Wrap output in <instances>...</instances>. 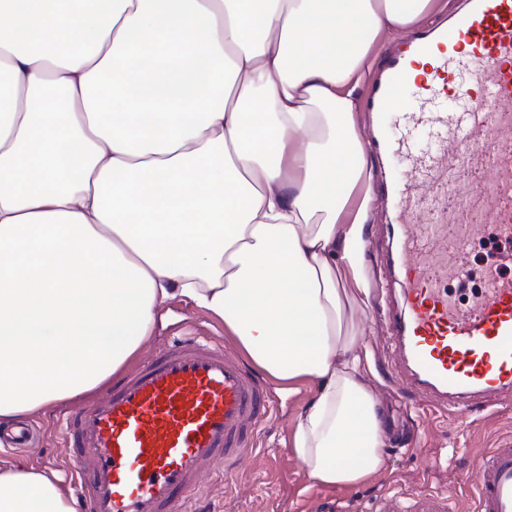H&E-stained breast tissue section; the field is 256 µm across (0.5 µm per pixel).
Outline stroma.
<instances>
[{
    "label": "stroma",
    "instance_id": "obj_1",
    "mask_svg": "<svg viewBox=\"0 0 512 512\" xmlns=\"http://www.w3.org/2000/svg\"><path fill=\"white\" fill-rule=\"evenodd\" d=\"M501 252V246L492 239L475 241L468 255V277L449 283L454 294L464 300L481 288L485 267ZM359 266L366 286L356 312L366 326L359 345L365 362L364 379L383 408L389 432L383 470L351 487L313 485L291 450L296 417L311 392L303 387L287 395L271 380L267 391L273 414L255 436L253 457L229 477L223 476L221 465L212 466L202 483L200 505L211 506L216 512H336L344 506L374 512L385 495L405 500L422 491L447 490L451 493L448 512H475L474 489L466 477L481 449L512 443V402L461 419L424 411L414 399L399 394L388 371L385 324L375 303V290L381 282L374 257L361 254ZM185 335L231 349L236 346L225 333L223 322L178 297L159 310L152 335L127 363V370H135L157 348ZM78 406L75 400L62 402L47 414L30 417L28 423L34 433L31 445L14 448L2 444L0 457L55 471L66 487H73L75 451L64 438L63 414Z\"/></svg>",
    "mask_w": 512,
    "mask_h": 512
}]
</instances>
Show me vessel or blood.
<instances>
[{
  "label": "vessel or blood",
  "instance_id": "1",
  "mask_svg": "<svg viewBox=\"0 0 512 512\" xmlns=\"http://www.w3.org/2000/svg\"><path fill=\"white\" fill-rule=\"evenodd\" d=\"M391 53L365 98L376 120L371 151L401 157V182L371 180L389 197L397 231L377 254L397 287L379 289L391 369L401 392L463 417L512 398V274L488 268L468 304L448 289L471 244L491 236L512 263V0H462L444 25ZM470 84L453 88L457 67ZM405 131L393 112L404 95ZM475 174L459 190L461 171ZM454 209L448 224L440 215ZM438 213L430 224L416 210ZM271 412L265 388L233 352L177 340L102 398L65 418L76 449L80 512H185L216 458L225 474L249 456ZM475 512H512V446L489 449L469 476ZM378 512H448L447 493L382 498Z\"/></svg>",
  "mask_w": 512,
  "mask_h": 512
}]
</instances>
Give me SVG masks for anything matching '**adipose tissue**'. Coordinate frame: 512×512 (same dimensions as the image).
<instances>
[{"mask_svg": "<svg viewBox=\"0 0 512 512\" xmlns=\"http://www.w3.org/2000/svg\"><path fill=\"white\" fill-rule=\"evenodd\" d=\"M437 0H0V426L100 388L181 297L283 391L312 483L379 471L357 91ZM0 512H74L0 461ZM410 29H411V27L409 29H407L405 32H403L401 35H399V36H397L395 38H392L390 40H387L384 43H380V45L378 46V48L375 50V53H374V64H373L372 71L370 72V74H369V76H368V78L366 80V83L364 85L367 86L369 84V81H370V78H371L372 74L379 67V65L381 64L384 56L387 53H389L393 49H399V48L403 47L402 44L406 41L407 35H409L410 32L412 31V30L410 31ZM363 86L359 90L360 103L362 102L361 90H362ZM360 103H359L358 111L355 112V121H356L358 130H359V133H360V137H361V140H362V143H363L367 139L368 130H367V125H366V120H365L364 112H361Z\"/></svg>", "mask_w": 512, "mask_h": 512, "instance_id": "ef3b65f1", "label": "adipose tissue"}]
</instances>
